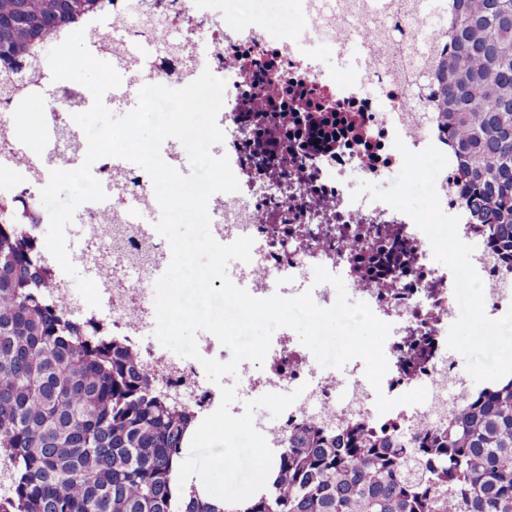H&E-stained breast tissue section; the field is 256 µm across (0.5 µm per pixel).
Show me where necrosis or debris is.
Listing matches in <instances>:
<instances>
[{"label":"necrosis or debris","mask_w":512,"mask_h":512,"mask_svg":"<svg viewBox=\"0 0 512 512\" xmlns=\"http://www.w3.org/2000/svg\"><path fill=\"white\" fill-rule=\"evenodd\" d=\"M214 2L112 0L89 24L118 31L147 48V57L128 56L113 64L126 97L138 96L145 82L184 87L206 69L225 79L226 110L218 120L225 138L213 153L227 156L239 190L211 197L210 230L223 244L240 237L253 240L250 262L238 263L229 273L231 280L246 281L257 298L307 292L328 308L336 290L315 283L314 269L322 266L341 276L347 290L390 326L383 346L388 370L377 389L365 376L362 360L348 361L337 374L322 370L286 328L276 329L263 366L245 362L237 376L225 378L223 385L234 387L239 397L232 413H239L246 399L296 393L274 423L257 424L273 449L311 419L361 420L372 431L406 438L434 431L474 391L456 352L446 346L454 321L453 281L447 266L433 260L426 235L410 216L368 196L353 197L346 178L354 169L372 181L401 166L394 146L398 138L416 152L430 144L445 149L446 138L429 116V102L411 94V78L401 69L398 54L380 48L379 32L368 19L369 0H328L324 5L294 0L293 21L282 24L275 37L268 34V18L252 9V0H233L227 12ZM313 13L318 24L299 31L296 20ZM203 22L211 26V39L200 44L192 30ZM326 41L341 56L355 42L366 48L369 57L358 81L317 63L312 49ZM281 77L290 88L286 99L272 89ZM252 97L263 111L288 113L298 98L313 99L324 104L334 123L319 131L292 122L280 128V136L306 141L305 158H285L274 149L258 154L253 142L259 131L245 106ZM349 121L363 132L364 143L346 134ZM40 131L50 141L37 154L16 138L0 140V168L10 173L0 181L1 195L23 187L38 196L40 184L49 179L48 172L38 169L41 156H55L61 169L84 162L87 139L71 113L51 112ZM92 173L105 198L83 205L65 237L72 263L86 268L100 305L90 307L55 263L51 269L58 293L85 319L124 340L148 371L184 393L197 415L206 417L220 405L221 385L208 380L201 361H228L230 350L207 336L196 361L170 355L147 338L156 324L155 283L171 260L166 238L134 214L138 208L158 210L153 182L141 166L117 157L100 158ZM436 190L443 212L459 216L460 238L474 247L471 262L483 282L487 315L503 317L512 309V266L498 260L486 226L476 223L461 192L450 189L444 178ZM417 346L426 350L423 359L413 356ZM421 387L427 391L424 402L400 403V396ZM381 394L397 399V406L379 412L376 398Z\"/></svg>","instance_id":"necrosis-or-debris-1"}]
</instances>
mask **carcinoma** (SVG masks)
I'll list each match as a JSON object with an SVG mask.
<instances>
[{"instance_id": "cac0c4a2", "label": "carcinoma", "mask_w": 512, "mask_h": 512, "mask_svg": "<svg viewBox=\"0 0 512 512\" xmlns=\"http://www.w3.org/2000/svg\"><path fill=\"white\" fill-rule=\"evenodd\" d=\"M448 52L430 54L429 99L459 164L448 184L512 262V0H453ZM106 0H0V105L42 75L43 42ZM310 126L330 116L305 101ZM34 204L0 198V512H512V378L414 447L358 422L302 426L266 489L219 507L179 487L197 416L114 337L62 310L26 225Z\"/></svg>"}]
</instances>
